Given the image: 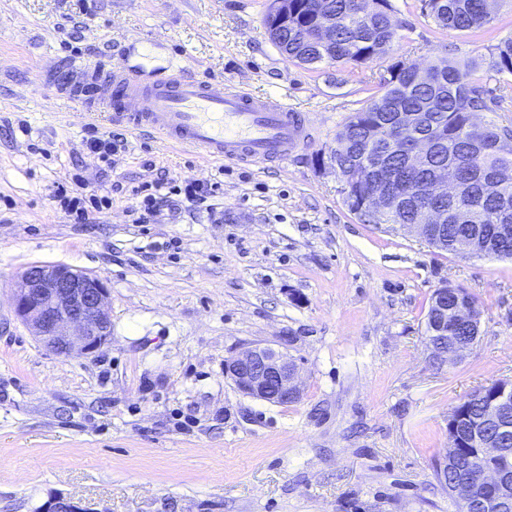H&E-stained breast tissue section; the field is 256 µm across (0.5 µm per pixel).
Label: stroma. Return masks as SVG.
Wrapping results in <instances>:
<instances>
[{"mask_svg": "<svg viewBox=\"0 0 512 512\" xmlns=\"http://www.w3.org/2000/svg\"><path fill=\"white\" fill-rule=\"evenodd\" d=\"M400 33L364 65L285 59L267 0H0V512L50 494L94 512H455L434 477L448 414L474 389L512 380V261L435 250L354 214L319 156L380 90L395 61L443 62L507 87L478 125L512 128V75L491 24L440 29L421 0H391ZM287 96L312 138L279 165L208 160L158 135L59 100L43 60L165 64ZM122 135L114 167L91 132ZM219 183L206 207L141 224L132 186L160 175ZM87 178L111 208L74 223L56 198ZM34 262L100 276L110 343L59 357L16 318L10 289ZM473 292L480 336L439 365L424 335L442 281ZM288 352L303 395L269 404L236 390L224 362L252 343ZM489 65L498 73L512 74V37L494 46L490 53Z\"/></svg>", "mask_w": 512, "mask_h": 512, "instance_id": "obj_1", "label": "stroma"}]
</instances>
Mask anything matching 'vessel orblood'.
I'll return each mask as SVG.
<instances>
[{"mask_svg": "<svg viewBox=\"0 0 512 512\" xmlns=\"http://www.w3.org/2000/svg\"><path fill=\"white\" fill-rule=\"evenodd\" d=\"M165 76L146 80L119 64L102 68L74 59L48 63L44 82L88 112H106L134 128L161 134L171 146L244 164L284 162L309 139V128L287 101L186 75L169 61Z\"/></svg>", "mask_w": 512, "mask_h": 512, "instance_id": "1", "label": "vessel or blood"}]
</instances>
